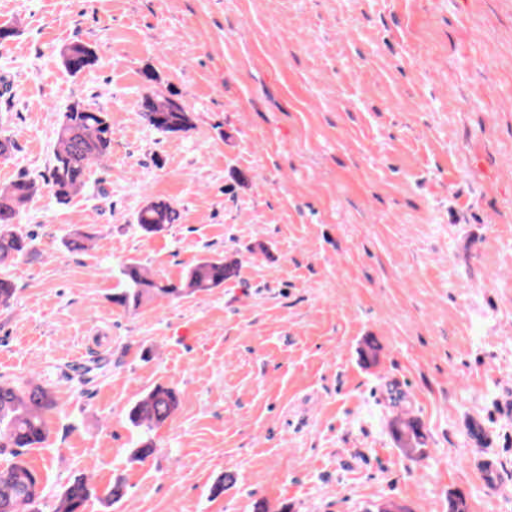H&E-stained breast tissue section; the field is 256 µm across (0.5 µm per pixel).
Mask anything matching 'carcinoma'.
<instances>
[{
	"label": "carcinoma",
	"instance_id": "carcinoma-1",
	"mask_svg": "<svg viewBox=\"0 0 512 512\" xmlns=\"http://www.w3.org/2000/svg\"><path fill=\"white\" fill-rule=\"evenodd\" d=\"M65 69L73 76L91 71L98 63L96 51L87 43L74 41L61 50ZM142 114L156 132L177 134L193 128L186 105L157 90L142 99ZM112 121L108 112L81 101L70 104L57 132L54 160L43 178L49 192L60 204L81 193L88 183L91 166L106 159L112 148ZM36 181L21 176L0 188V270L20 257L34 252L35 237L17 227L22 207L36 194ZM180 219L179 210L165 200L150 201L136 215V226L146 236L167 231ZM89 236L80 231L68 234L64 247L71 253L86 249ZM240 262L224 256L205 257L191 265L177 282H163L142 266L129 263L121 271L123 288L111 302L125 310L136 311L160 298H177L207 293L235 279ZM16 292L13 280L0 274V305L7 306ZM178 392L168 386L150 388L128 410L133 428L149 432L164 424L178 411ZM56 406L52 392L32 382L0 379V456L12 461L0 468V512H38L42 496V478L23 456L38 448L47 436L46 414ZM396 440L411 458L427 454L425 436L416 420L395 426ZM93 489L84 478L69 482L58 496L54 512H85Z\"/></svg>",
	"mask_w": 512,
	"mask_h": 512
}]
</instances>
